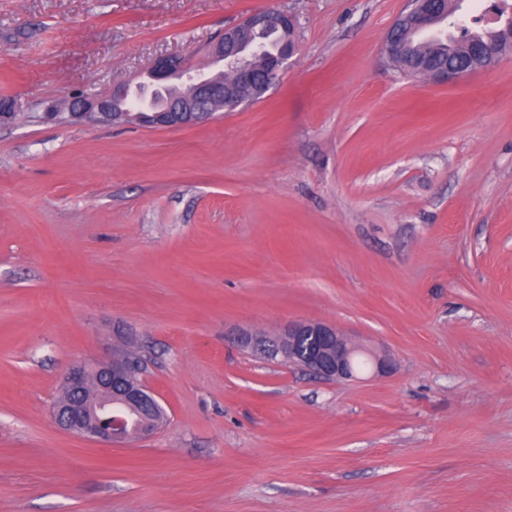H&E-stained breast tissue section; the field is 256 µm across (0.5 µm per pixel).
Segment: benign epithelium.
I'll use <instances>...</instances> for the list:
<instances>
[{
    "instance_id": "1",
    "label": "benign epithelium",
    "mask_w": 512,
    "mask_h": 512,
    "mask_svg": "<svg viewBox=\"0 0 512 512\" xmlns=\"http://www.w3.org/2000/svg\"><path fill=\"white\" fill-rule=\"evenodd\" d=\"M453 16L454 12L448 10V0H407L406 10L387 33L384 50L396 46L397 26L404 22L414 21L420 31L428 32L443 18L449 20V25H456ZM278 29L285 34L292 31L293 16L276 9L256 12L224 31L210 48L211 62L231 63L225 54L227 44L235 46L241 57L251 55L261 32ZM295 52L293 43L282 42L276 53L266 56L264 78H258L251 68H239L234 72L232 84L224 82L219 72L212 74L188 67L181 56H162L147 72L151 84L161 85L182 78L188 87L185 98L159 109L133 108L129 104L133 89L120 85L92 98L69 99L67 112L71 117H102L147 127L191 125L218 112H231L241 105L234 93L237 85L253 86L258 94L265 92L272 77L287 68ZM484 69L485 65L476 62L466 71L449 67L444 71H431L429 77L453 81ZM233 336L239 347L262 359L279 358L327 379L355 377L356 350L331 324L290 321L274 336L244 328L235 330ZM138 360L139 357L132 354L120 361L95 366L74 365L63 379L65 397L53 410L57 425L72 434L111 446L126 445L157 432L159 426L153 415L155 406L160 403L159 397L142 381L129 383Z\"/></svg>"
}]
</instances>
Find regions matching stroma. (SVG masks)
<instances>
[{"label":"stroma","mask_w":512,"mask_h":512,"mask_svg":"<svg viewBox=\"0 0 512 512\" xmlns=\"http://www.w3.org/2000/svg\"><path fill=\"white\" fill-rule=\"evenodd\" d=\"M405 6L0 0V512H512V52L404 76L382 45ZM267 9L298 51L256 101L43 118ZM295 320L394 371L328 380L231 337ZM124 344L166 425L112 448L58 427L67 370Z\"/></svg>","instance_id":"1"}]
</instances>
